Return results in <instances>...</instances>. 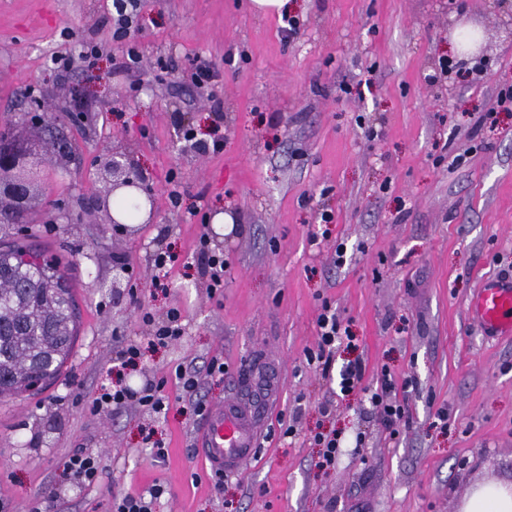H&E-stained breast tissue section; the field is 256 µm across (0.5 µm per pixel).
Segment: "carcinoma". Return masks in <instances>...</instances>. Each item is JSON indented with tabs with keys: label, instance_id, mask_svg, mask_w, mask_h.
I'll return each instance as SVG.
<instances>
[{
	"label": "carcinoma",
	"instance_id": "obj_1",
	"mask_svg": "<svg viewBox=\"0 0 512 512\" xmlns=\"http://www.w3.org/2000/svg\"><path fill=\"white\" fill-rule=\"evenodd\" d=\"M76 291L67 265L34 241L0 239V401L55 380L77 337Z\"/></svg>",
	"mask_w": 512,
	"mask_h": 512
}]
</instances>
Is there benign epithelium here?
Here are the masks:
<instances>
[{"label": "benign epithelium", "instance_id": "obj_1", "mask_svg": "<svg viewBox=\"0 0 512 512\" xmlns=\"http://www.w3.org/2000/svg\"><path fill=\"white\" fill-rule=\"evenodd\" d=\"M32 154L33 149L28 146L6 138L0 139V203H7L11 215L28 212L30 185L33 182L28 159ZM102 171L109 184L110 195L128 187H136L144 194H150L144 174L123 154L106 155Z\"/></svg>", "mask_w": 512, "mask_h": 512}]
</instances>
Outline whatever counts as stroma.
Instances as JSON below:
<instances>
[{"label": "stroma", "instance_id": "obj_1", "mask_svg": "<svg viewBox=\"0 0 512 512\" xmlns=\"http://www.w3.org/2000/svg\"><path fill=\"white\" fill-rule=\"evenodd\" d=\"M288 7L300 32L287 42L281 17L251 0H141L133 63L112 0H0V120L36 148L31 227L69 260L79 309L63 373L0 402V512L38 496L51 512H108L156 482L153 512H460L477 484H512V335L488 336L469 314L484 279L512 277V0ZM198 56L220 71L207 96L188 71ZM76 90L84 111H64ZM216 127L222 152L182 154L186 132ZM113 147L153 188L155 220L131 235L102 206ZM325 209L330 233L311 244ZM204 234L228 262L215 294ZM164 252L176 260L159 288ZM326 303L352 340L325 374L307 355ZM174 308L183 336L126 376L164 382L168 412L91 414L119 352L150 332L141 311L161 322ZM257 353L278 367L280 401L254 458L219 487L193 450V402L235 396L232 373ZM215 356L227 376L209 375ZM355 359L366 386L385 370L406 383L398 434L367 394L341 395ZM180 364L198 373L196 398ZM331 431L342 447L323 469L313 437ZM149 434L165 460L151 461ZM76 448L104 458L94 486L62 479Z\"/></svg>", "mask_w": 512, "mask_h": 512}]
</instances>
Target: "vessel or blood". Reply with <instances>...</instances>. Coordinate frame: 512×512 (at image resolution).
<instances>
[{
    "instance_id": "obj_1",
    "label": "vessel or blood",
    "mask_w": 512,
    "mask_h": 512,
    "mask_svg": "<svg viewBox=\"0 0 512 512\" xmlns=\"http://www.w3.org/2000/svg\"><path fill=\"white\" fill-rule=\"evenodd\" d=\"M472 312L494 336L512 334V278L486 280L472 302ZM236 385L254 388V397L230 398L204 416L196 437V453L219 474L237 472L259 446L276 400V381L260 364H248L235 376Z\"/></svg>"
}]
</instances>
